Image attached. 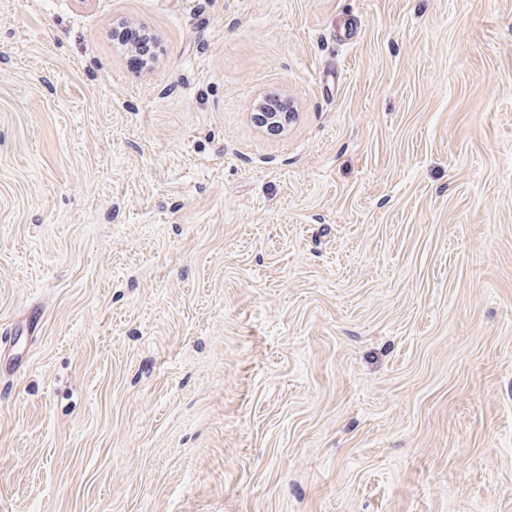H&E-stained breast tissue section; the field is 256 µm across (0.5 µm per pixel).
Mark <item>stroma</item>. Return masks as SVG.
<instances>
[{
    "label": "stroma",
    "mask_w": 512,
    "mask_h": 512,
    "mask_svg": "<svg viewBox=\"0 0 512 512\" xmlns=\"http://www.w3.org/2000/svg\"><path fill=\"white\" fill-rule=\"evenodd\" d=\"M9 332L0 512H512V0H0ZM114 37L113 40L117 41L118 48L131 58L139 70H144L158 58L154 51L155 38L153 34L137 23H121L117 27ZM295 112L288 104V112H281L275 106H270L267 112H254L252 117L261 127L284 129L293 119Z\"/></svg>",
    "instance_id": "stroma-1"
}]
</instances>
